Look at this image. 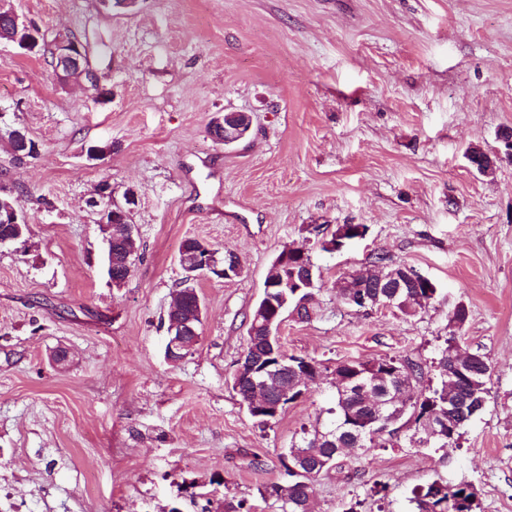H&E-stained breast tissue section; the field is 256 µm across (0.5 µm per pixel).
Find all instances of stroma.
Instances as JSON below:
<instances>
[{
	"mask_svg": "<svg viewBox=\"0 0 512 512\" xmlns=\"http://www.w3.org/2000/svg\"><path fill=\"white\" fill-rule=\"evenodd\" d=\"M47 39L81 41L109 89L61 79L50 56L0 41V187L29 225L0 246V512H224L286 478L302 430L324 428L347 359L422 363L437 383L448 336L491 366L485 409L460 446L411 443L340 457L313 512H411L414 490L473 487L477 512H512V0H0ZM227 112L244 140L209 134ZM24 128L38 156L14 165ZM98 145L103 158L89 159ZM495 155L492 174L469 148ZM134 188L137 257L123 287L104 273L102 182ZM364 224L320 249L313 233ZM231 251L239 276L198 278L196 346L164 358L162 321L184 271L182 241ZM306 247L320 273L310 321L285 318L288 354L319 374L259 428L232 389L249 316L280 252ZM437 285L404 316L351 311L336 281L375 254ZM465 304L468 319L450 314ZM70 351L66 365L51 355ZM224 127V139L221 142L229 146L242 140L251 128V118L243 112H228L224 113L223 120H220ZM368 232V226L364 224H340L329 239L317 240L323 250H340L350 242L363 239ZM326 243L333 244L334 248H328Z\"/></svg>",
	"mask_w": 512,
	"mask_h": 512,
	"instance_id": "1",
	"label": "stroma"
}]
</instances>
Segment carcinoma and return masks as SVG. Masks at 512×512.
Here are the masks:
<instances>
[{
    "mask_svg": "<svg viewBox=\"0 0 512 512\" xmlns=\"http://www.w3.org/2000/svg\"><path fill=\"white\" fill-rule=\"evenodd\" d=\"M368 232L365 224H340L329 239H320L322 249L334 245L339 250L350 242L362 239ZM288 270H302L309 267L306 276L297 279L292 287H275L270 289L269 297L282 312L298 310V319L305 321L314 312L316 272L308 249L291 247L288 249ZM373 274L358 275L345 281V287L338 289L340 297L353 298V309L357 312L371 310L376 307L374 300L382 298L390 292L400 290L393 309L402 315L409 316L418 309L426 307L433 299L437 287L430 280L411 266L405 264L392 265L388 257L377 254L370 262ZM177 314L188 318L196 314L195 295L180 289L177 293ZM269 309L256 304L249 318L247 341L253 344L254 354L265 356L264 362L276 364L278 361L288 366L306 371L310 375L318 373V363L303 357L288 355L282 349L280 338L271 339L266 336V321ZM456 338L451 336L439 351L438 363L442 370L438 371V382L429 393L415 398L409 394L404 403L412 409L414 435L419 445H435L440 448H456L462 436V430L484 409L487 384L491 377L488 359L481 353H474L462 368H457L454 355L457 354ZM400 372L417 382L424 375V368L408 360L396 358H379L367 361L349 360L336 364L334 373L341 378L335 384L334 406L328 413L334 415L332 427L323 431L315 429L303 431L301 440L288 450V465L285 474L288 481L264 487L263 498H273L281 503L282 512H310V503L314 495L317 479L336 467L337 458L344 454L359 457L377 447V439L381 431L369 427L362 430L358 437L345 433L344 425L349 422H367L378 410L365 404L363 396L352 388L349 380L358 376L364 380L379 377L374 383L372 396L384 402L400 393V384L396 375ZM293 371L288 376L269 378L259 385L269 401L279 400L284 386L292 382ZM435 412L448 415L451 427L443 436H432L426 429L425 421ZM309 466L315 471L310 478H300L291 467ZM475 492L469 485H448L437 481L429 483L414 492L411 503L413 512H474Z\"/></svg>",
    "mask_w": 512,
    "mask_h": 512,
    "instance_id": "obj_1",
    "label": "carcinoma"
}]
</instances>
